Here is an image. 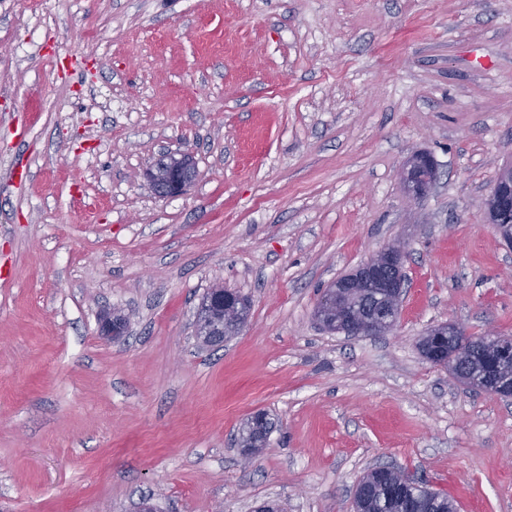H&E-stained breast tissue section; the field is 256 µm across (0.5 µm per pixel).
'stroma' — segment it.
<instances>
[{
  "mask_svg": "<svg viewBox=\"0 0 512 512\" xmlns=\"http://www.w3.org/2000/svg\"><path fill=\"white\" fill-rule=\"evenodd\" d=\"M510 162L512 0H0V512H353L382 465L512 512V397L418 350L448 321L512 337L486 222ZM399 240L394 330L322 331L324 289ZM216 287L249 319L203 349ZM150 187L160 198L181 194L195 178V166L190 152L161 153L147 172ZM435 175L434 162L424 154L413 155L399 172L401 183L413 199L427 193L435 181ZM129 327V316L121 313L117 316L114 311L108 312L102 316L101 328L102 335L111 338L112 340H119L126 335Z\"/></svg>",
  "mask_w": 512,
  "mask_h": 512,
  "instance_id": "stroma-1",
  "label": "stroma"
}]
</instances>
